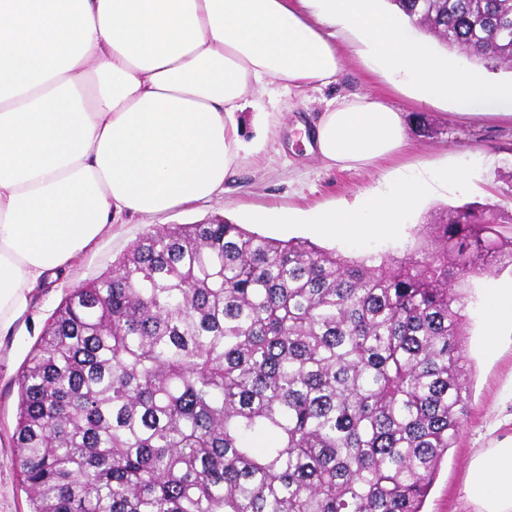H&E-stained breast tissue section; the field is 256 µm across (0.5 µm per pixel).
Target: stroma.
I'll return each mask as SVG.
<instances>
[{
    "mask_svg": "<svg viewBox=\"0 0 512 512\" xmlns=\"http://www.w3.org/2000/svg\"><path fill=\"white\" fill-rule=\"evenodd\" d=\"M343 67L336 84L324 92L300 98L276 83L258 86L257 112L239 113L243 147L224 183L223 194L211 201L174 209L149 225L129 219L113 225L57 278L36 288L27 312L0 339V512H30L29 502L12 458L11 437L16 424L18 376L30 348L64 294L108 271L113 262L153 227L192 224L225 215L248 225L256 209L289 213L288 224H259L256 232L278 239L302 237L352 257L402 255L421 224L446 206L477 202L512 213V116L462 115L443 103H426L410 89L380 71L356 34L343 32ZM377 97L402 113L406 143L398 155L377 166L341 170L327 167L303 142L334 95ZM426 126H419L418 116ZM465 173L461 183L434 184L405 216L398 235L376 236L347 244L321 235L309 224L297 223L301 213L353 203L361 194L386 190L410 175H428L442 168ZM511 288L512 273L473 280L465 355L471 371L469 412L458 441L441 464L424 504V512H471L463 488L474 453L512 436V332L495 350H486L485 298L489 289Z\"/></svg>",
    "mask_w": 512,
    "mask_h": 512,
    "instance_id": "stroma-1",
    "label": "stroma"
}]
</instances>
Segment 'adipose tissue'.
<instances>
[{"label":"adipose tissue","instance_id":"adipose-tissue-1","mask_svg":"<svg viewBox=\"0 0 512 512\" xmlns=\"http://www.w3.org/2000/svg\"><path fill=\"white\" fill-rule=\"evenodd\" d=\"M377 0H0V332L34 288L127 217L155 219L224 191L255 85L335 84L336 28L356 32L417 98L512 116V84L451 68ZM401 112L357 94L328 101L309 149L363 169L400 151ZM444 168L352 208L306 215L345 241L398 232ZM472 512H512V436L473 458Z\"/></svg>","mask_w":512,"mask_h":512}]
</instances>
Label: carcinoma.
<instances>
[{
  "label": "carcinoma",
  "instance_id": "obj_1",
  "mask_svg": "<svg viewBox=\"0 0 512 512\" xmlns=\"http://www.w3.org/2000/svg\"><path fill=\"white\" fill-rule=\"evenodd\" d=\"M512 69V0H391ZM512 214L465 204L400 258L215 217L70 290L19 379L31 512H422L470 392L460 276L512 268Z\"/></svg>",
  "mask_w": 512,
  "mask_h": 512
}]
</instances>
